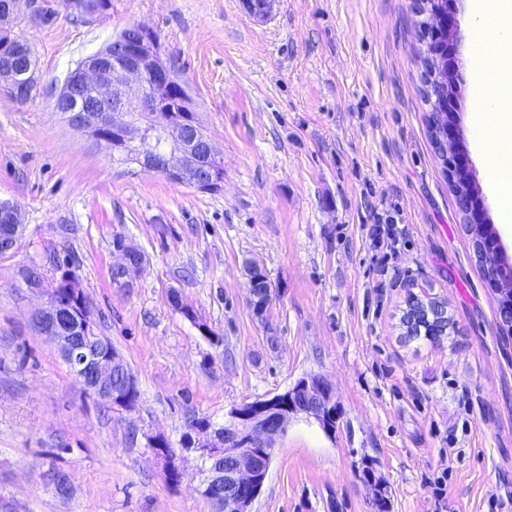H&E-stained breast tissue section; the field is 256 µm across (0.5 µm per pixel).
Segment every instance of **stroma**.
Segmentation results:
<instances>
[{
	"mask_svg": "<svg viewBox=\"0 0 512 512\" xmlns=\"http://www.w3.org/2000/svg\"><path fill=\"white\" fill-rule=\"evenodd\" d=\"M41 3L48 18L19 0L10 21L34 53L33 97L0 89V201L24 228L0 256V512H212L181 442L190 422L227 423L309 374L331 384L336 428L292 419L252 512H375L367 466L388 512H512V338L428 133L411 0H273L262 18L241 0H111L88 22ZM449 13L458 161L512 261L471 0ZM131 24L158 33L194 99L223 159L218 192L113 163L55 111L68 71ZM390 218L403 237L373 245L365 225ZM124 246L143 263L120 275ZM63 260L136 380L132 408L88 390L37 327ZM251 266L275 292L262 317ZM415 297L444 306L447 336L407 335Z\"/></svg>",
	"mask_w": 512,
	"mask_h": 512,
	"instance_id": "obj_1",
	"label": "stroma"
}]
</instances>
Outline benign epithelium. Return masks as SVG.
Segmentation results:
<instances>
[{
	"instance_id": "benign-epithelium-1",
	"label": "benign epithelium",
	"mask_w": 512,
	"mask_h": 512,
	"mask_svg": "<svg viewBox=\"0 0 512 512\" xmlns=\"http://www.w3.org/2000/svg\"><path fill=\"white\" fill-rule=\"evenodd\" d=\"M17 0H0V86L16 96L19 80L36 82L32 52L14 53L22 38L4 26L14 14ZM417 31L424 52L435 55L434 30L425 20L437 13L435 0H413ZM422 89L437 98L453 79L434 69L421 74ZM54 109L69 124L109 147L112 158L130 142L141 145L138 165L152 169L154 155H161L159 172L170 182L200 189L224 181L222 160L195 118L196 105L177 80L160 36L140 24L125 27L111 43L86 57L68 73L54 98ZM431 123L446 142L448 176L465 189L458 192L457 207L466 224L484 223V211L476 200L475 187L452 158L456 131L448 108L432 112ZM0 236L6 243L3 255L14 252L21 236L18 206L0 202ZM498 248L492 245L476 253L486 279L496 283L507 275ZM433 304L416 300L406 312L405 322L432 323ZM43 332L83 384L100 398L126 407L137 398V385L116 349L101 335L91 318L76 316L56 291L37 316ZM303 414L325 431L336 427L338 408L331 385L319 376L295 382L285 392L266 400L244 403L230 412L232 422L216 426L205 421L189 432L188 448L208 463L202 493L214 504V512H251L269 472V453L291 419ZM224 457V465L213 460Z\"/></svg>"
}]
</instances>
